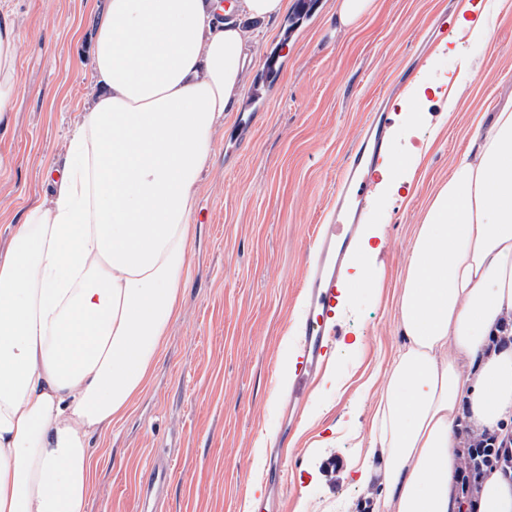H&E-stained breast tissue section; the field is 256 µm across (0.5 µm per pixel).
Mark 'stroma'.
<instances>
[{
  "label": "stroma",
  "instance_id": "obj_1",
  "mask_svg": "<svg viewBox=\"0 0 512 512\" xmlns=\"http://www.w3.org/2000/svg\"><path fill=\"white\" fill-rule=\"evenodd\" d=\"M456 0H378L355 30L332 35L336 0H288L251 49L240 112L214 137L196 203L181 313L149 384L96 451L84 512H139L152 461L174 463L158 512H245L264 490L285 429L288 358L311 236L336 176L375 108L392 111L418 82L435 86L427 123L392 133L405 180L383 196L372 171L363 224L384 239L376 281L340 309L331 366L312 390L269 490L279 512H368L345 476L366 437L383 373L404 344L395 309L413 234L432 193L498 113L512 112V0H497L481 38L447 23ZM104 0H0L14 12L25 92L0 128V253L13 225L47 199L80 118L95 16ZM460 85H453V78Z\"/></svg>",
  "mask_w": 512,
  "mask_h": 512
}]
</instances>
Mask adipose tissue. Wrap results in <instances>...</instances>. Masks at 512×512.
<instances>
[{"instance_id":"ef3b65f1","label":"adipose tissue","mask_w":512,"mask_h":512,"mask_svg":"<svg viewBox=\"0 0 512 512\" xmlns=\"http://www.w3.org/2000/svg\"><path fill=\"white\" fill-rule=\"evenodd\" d=\"M288 0H106L91 87L53 183L0 256V512H83L92 441L151 376L179 315L201 174L235 111L250 23ZM0 8V124L23 88ZM397 349L348 470L372 512H512V473L473 499L452 474L465 435L512 424V112L462 155L418 225Z\"/></svg>"}]
</instances>
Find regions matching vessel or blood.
<instances>
[{"instance_id": "obj_1", "label": "vessel or blood", "mask_w": 512, "mask_h": 512, "mask_svg": "<svg viewBox=\"0 0 512 512\" xmlns=\"http://www.w3.org/2000/svg\"><path fill=\"white\" fill-rule=\"evenodd\" d=\"M388 114L369 115L336 179V204L327 223L312 236V262L303 281V297L296 317L295 352L288 361L293 373L288 406L301 409L311 383L331 362L335 338L336 293L353 253L362 204L370 184L368 171L388 159L392 142L387 135Z\"/></svg>"}]
</instances>
